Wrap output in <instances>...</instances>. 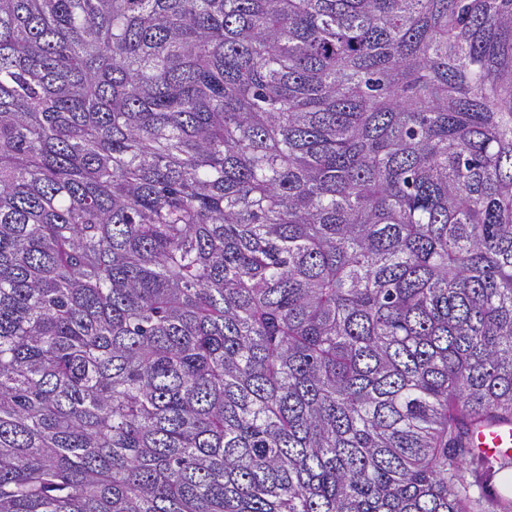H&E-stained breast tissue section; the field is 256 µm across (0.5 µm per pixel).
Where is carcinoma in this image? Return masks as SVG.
Returning <instances> with one entry per match:
<instances>
[{"label":"carcinoma","instance_id":"1","mask_svg":"<svg viewBox=\"0 0 512 512\" xmlns=\"http://www.w3.org/2000/svg\"><path fill=\"white\" fill-rule=\"evenodd\" d=\"M512 420V0H0V512H485ZM470 442L471 448H475L477 454L492 457L473 478L476 482L475 495H483L486 500V510H490L488 512H512V471L498 472L505 468L512 469V464H509L508 467H500L499 460L494 459L512 456V421L493 422L477 427L471 432ZM494 474V487L502 495L495 490L492 493L490 490V481ZM504 498L509 500L506 507L500 502Z\"/></svg>","mask_w":512,"mask_h":512}]
</instances>
